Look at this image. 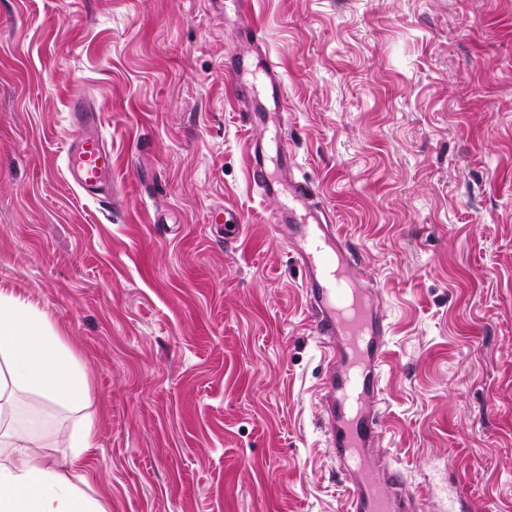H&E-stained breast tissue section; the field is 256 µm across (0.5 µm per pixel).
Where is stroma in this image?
<instances>
[{"mask_svg":"<svg viewBox=\"0 0 512 512\" xmlns=\"http://www.w3.org/2000/svg\"><path fill=\"white\" fill-rule=\"evenodd\" d=\"M291 175L383 297V427L437 512H512V0H254ZM217 0H0V289L85 369L112 512H347L321 425L330 355L224 95L250 49ZM112 151V202L63 150ZM237 215L238 242L210 223ZM73 116L90 127L85 136L70 144L64 155L68 175L90 199L112 195V151L103 139L93 110L75 105Z\"/></svg>","mask_w":512,"mask_h":512,"instance_id":"obj_1","label":"stroma"}]
</instances>
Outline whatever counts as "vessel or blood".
<instances>
[{"label":"vessel or blood","instance_id":"vessel-or-blood-1","mask_svg":"<svg viewBox=\"0 0 512 512\" xmlns=\"http://www.w3.org/2000/svg\"><path fill=\"white\" fill-rule=\"evenodd\" d=\"M248 45L260 42L254 0H231ZM262 77L275 107L284 96L276 64L259 56L256 66H243L225 83L226 95L248 127L272 123L273 111H260L251 94ZM73 116L88 125L85 136L64 155L68 175L90 199L112 193V152L97 126L93 110L74 106ZM292 154L281 138L272 144L251 143L246 166L263 193L280 196L271 224L284 231L304 272L303 290L315 336L331 355L322 382L327 405L326 435L336 460L352 474L349 512H423V502L397 478L383 453L384 430L379 412L381 370L387 340L380 293L356 284L349 275L354 255L330 216L312 200L308 184L289 179Z\"/></svg>","mask_w":512,"mask_h":512}]
</instances>
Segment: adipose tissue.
<instances>
[{
	"label": "adipose tissue",
	"instance_id": "1",
	"mask_svg": "<svg viewBox=\"0 0 512 512\" xmlns=\"http://www.w3.org/2000/svg\"><path fill=\"white\" fill-rule=\"evenodd\" d=\"M32 392L79 412L58 442L68 465L96 445L88 376L47 316L26 297L0 290V512H110L39 453L35 427L23 426L16 399Z\"/></svg>",
	"mask_w": 512,
	"mask_h": 512
}]
</instances>
